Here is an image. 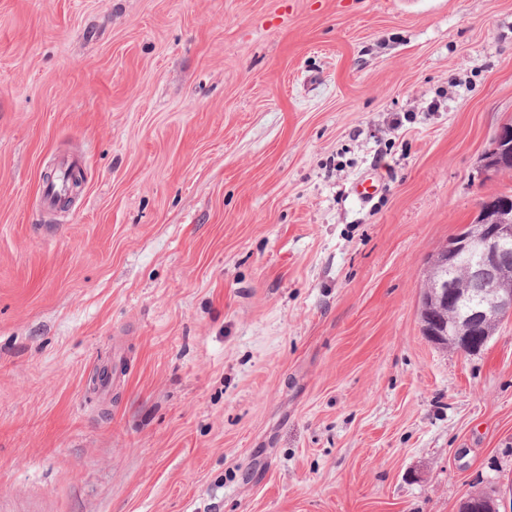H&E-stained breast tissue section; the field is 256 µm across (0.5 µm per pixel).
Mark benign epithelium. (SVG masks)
I'll return each instance as SVG.
<instances>
[{
	"label": "benign epithelium",
	"instance_id": "benign-epithelium-1",
	"mask_svg": "<svg viewBox=\"0 0 512 512\" xmlns=\"http://www.w3.org/2000/svg\"><path fill=\"white\" fill-rule=\"evenodd\" d=\"M512 159V125L501 126L484 156V168L497 175L507 172ZM512 241V207L495 198L484 201L472 224L449 238L439 250L436 278L428 288V304L422 307L423 333L434 343L449 339L462 355L479 353L490 339L487 324L512 316V282L493 277L500 256ZM481 291L486 302L464 315L460 305L469 294ZM503 495L476 500L468 495L458 512H509L500 510Z\"/></svg>",
	"mask_w": 512,
	"mask_h": 512
}]
</instances>
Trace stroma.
I'll return each mask as SVG.
<instances>
[{
	"label": "stroma",
	"mask_w": 512,
	"mask_h": 512,
	"mask_svg": "<svg viewBox=\"0 0 512 512\" xmlns=\"http://www.w3.org/2000/svg\"><path fill=\"white\" fill-rule=\"evenodd\" d=\"M510 123L512 0H0V512L506 487L512 319L420 311Z\"/></svg>",
	"instance_id": "stroma-1"
}]
</instances>
